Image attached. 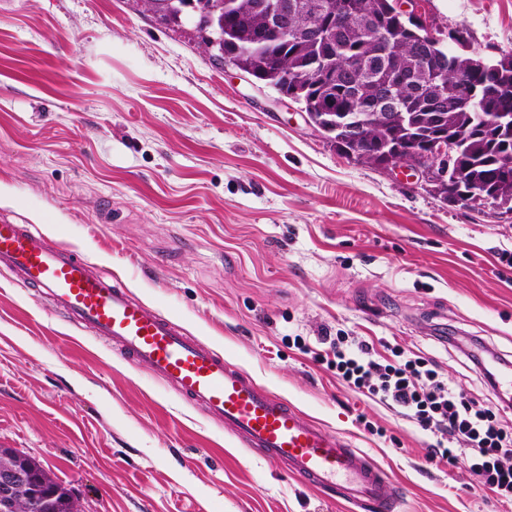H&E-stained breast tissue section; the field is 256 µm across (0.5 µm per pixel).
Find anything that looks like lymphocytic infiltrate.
I'll return each instance as SVG.
<instances>
[{
	"instance_id": "1",
	"label": "lymphocytic infiltrate",
	"mask_w": 512,
	"mask_h": 512,
	"mask_svg": "<svg viewBox=\"0 0 512 512\" xmlns=\"http://www.w3.org/2000/svg\"><path fill=\"white\" fill-rule=\"evenodd\" d=\"M329 367L350 386L412 419L433 439V455L461 462L477 485L512 498V431L497 416L503 400L496 375L473 352L461 353L466 368L481 375L487 398L475 399L451 386L422 356L401 347L377 359L367 341L340 336L330 343Z\"/></svg>"
}]
</instances>
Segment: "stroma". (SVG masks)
Masks as SVG:
<instances>
[{"label":"stroma","instance_id":"obj_1","mask_svg":"<svg viewBox=\"0 0 512 512\" xmlns=\"http://www.w3.org/2000/svg\"><path fill=\"white\" fill-rule=\"evenodd\" d=\"M472 52L512 54V0H423ZM136 0H0V220L38 225L388 472L400 512H512L430 457L414 422L337 380L320 339L433 360L512 354V214L350 161ZM308 345L300 352L294 338ZM0 448L87 512H351L0 267Z\"/></svg>","mask_w":512,"mask_h":512}]
</instances>
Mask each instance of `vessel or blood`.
Instances as JSON below:
<instances>
[{
	"label": "vessel or blood",
	"instance_id": "vessel-or-blood-1",
	"mask_svg": "<svg viewBox=\"0 0 512 512\" xmlns=\"http://www.w3.org/2000/svg\"><path fill=\"white\" fill-rule=\"evenodd\" d=\"M0 267L46 291L68 321L113 343L128 364L148 367L248 447L286 463L300 483L353 503L362 512H394V487L367 453L271 395L239 366L133 297L69 246L50 240L33 225L2 223Z\"/></svg>",
	"mask_w": 512,
	"mask_h": 512
}]
</instances>
